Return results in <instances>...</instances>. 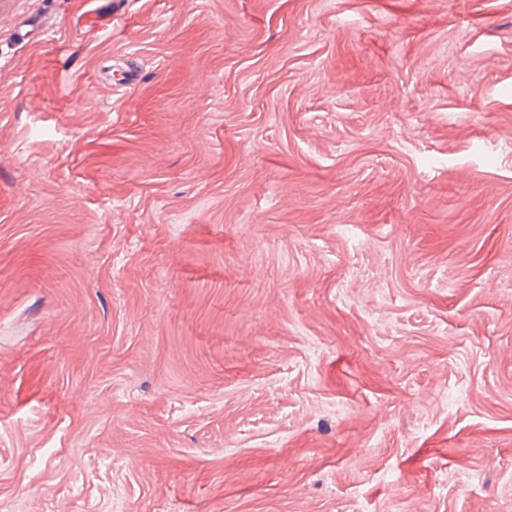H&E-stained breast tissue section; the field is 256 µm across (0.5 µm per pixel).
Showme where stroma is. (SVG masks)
<instances>
[{"mask_svg":"<svg viewBox=\"0 0 512 512\" xmlns=\"http://www.w3.org/2000/svg\"><path fill=\"white\" fill-rule=\"evenodd\" d=\"M0 512H512V0H0Z\"/></svg>","mask_w":512,"mask_h":512,"instance_id":"35a3bbf8","label":"stroma"}]
</instances>
